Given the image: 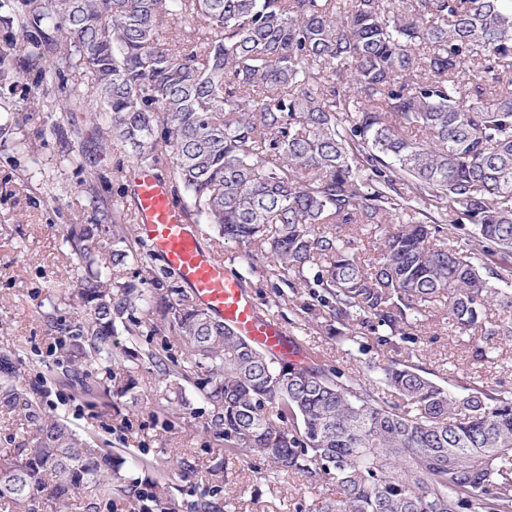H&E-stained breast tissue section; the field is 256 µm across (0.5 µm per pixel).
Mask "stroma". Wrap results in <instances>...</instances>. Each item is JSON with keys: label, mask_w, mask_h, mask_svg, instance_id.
Returning a JSON list of instances; mask_svg holds the SVG:
<instances>
[{"label": "stroma", "mask_w": 512, "mask_h": 512, "mask_svg": "<svg viewBox=\"0 0 512 512\" xmlns=\"http://www.w3.org/2000/svg\"><path fill=\"white\" fill-rule=\"evenodd\" d=\"M45 62L12 61L13 76L0 82V116L9 117L12 133L0 141V348L15 351L24 384L35 381L36 361L52 362L60 354V338L42 319L51 303L62 318L80 317L72 297L73 257L64 243L71 224H98L105 248L117 238L96 199L120 201L132 211L129 176L136 167L130 146H102L91 115L101 106L93 82L79 70H64L63 79L79 91L67 111L55 105V88L42 79ZM99 179L88 193L90 172ZM55 284L47 292V284ZM303 294L291 296L283 314L287 332L303 350L317 351L345 372L368 373L369 363L383 359L369 325L358 326L356 342L339 343L328 334H306L297 325L304 318ZM411 345L412 360L435 372L449 390L472 383L512 390V341L502 342L488 361L470 356L468 336L448 326L442 313L420 323ZM114 358L97 374L106 397L90 405L71 389L50 386L43 403L47 414L65 415L81 431L94 433L113 454L125 457L121 478L108 498L82 496L69 512H192L195 503L210 502V512H307L318 491L291 475L270 479L259 458L222 463L220 443L203 428L201 401L193 385L162 375L152 354L182 360L176 336H131L118 331ZM135 382L142 400L130 410L119 391ZM181 394L187 405L181 415L166 414L167 401ZM144 459L141 467L129 457Z\"/></svg>", "instance_id": "stroma-1"}]
</instances>
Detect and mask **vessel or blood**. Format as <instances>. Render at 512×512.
<instances>
[{"mask_svg": "<svg viewBox=\"0 0 512 512\" xmlns=\"http://www.w3.org/2000/svg\"><path fill=\"white\" fill-rule=\"evenodd\" d=\"M130 192L136 207V230L153 254L190 288L196 304L234 327L242 336L277 356L292 357L283 326L259 314L241 279L229 273L201 242L199 225L190 223L166 181L138 170Z\"/></svg>", "mask_w": 512, "mask_h": 512, "instance_id": "obj_1", "label": "vessel or blood"}]
</instances>
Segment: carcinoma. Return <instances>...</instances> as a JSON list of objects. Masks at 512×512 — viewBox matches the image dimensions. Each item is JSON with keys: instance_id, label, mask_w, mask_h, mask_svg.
<instances>
[{"instance_id": "obj_1", "label": "carcinoma", "mask_w": 512, "mask_h": 512, "mask_svg": "<svg viewBox=\"0 0 512 512\" xmlns=\"http://www.w3.org/2000/svg\"><path fill=\"white\" fill-rule=\"evenodd\" d=\"M2 21L53 28L13 53L89 73L94 119L140 165L167 154L173 192L219 237L269 249L275 294L307 289L313 330L344 342L366 323L397 351L442 305L477 336L476 361L512 338V0H0ZM363 227L380 234L374 257L353 247ZM100 232L65 237L85 315L45 313L66 337L55 378L78 397H101L95 370L139 309L181 340L185 360L158 363L194 378L225 459L332 487L310 512H512V392L452 393L400 357L362 378L278 359L192 298L158 294L174 288L153 268L111 277L147 242L124 231L106 255ZM16 377L0 349V408L28 434L0 464V506L63 512L89 489L112 494V473L140 460L46 414L43 375Z\"/></svg>"}]
</instances>
